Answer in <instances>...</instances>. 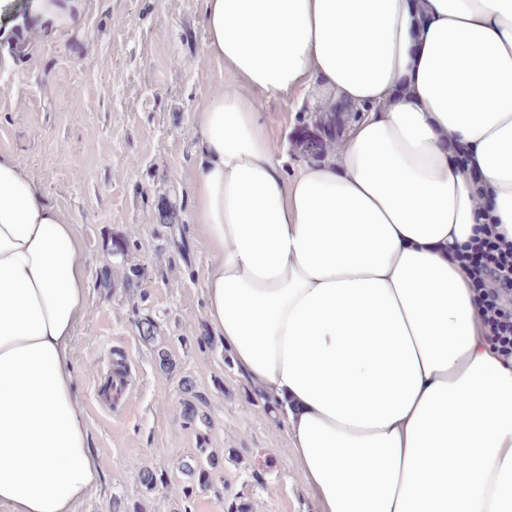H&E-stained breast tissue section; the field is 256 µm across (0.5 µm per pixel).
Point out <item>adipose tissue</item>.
<instances>
[{"label": "adipose tissue", "mask_w": 512, "mask_h": 512, "mask_svg": "<svg viewBox=\"0 0 512 512\" xmlns=\"http://www.w3.org/2000/svg\"><path fill=\"white\" fill-rule=\"evenodd\" d=\"M192 222L204 317L280 403L314 512H512V358L455 256L512 240V0H206ZM370 105L285 172L261 96ZM78 225L0 153V512H75L102 472L70 366Z\"/></svg>", "instance_id": "obj_1"}]
</instances>
